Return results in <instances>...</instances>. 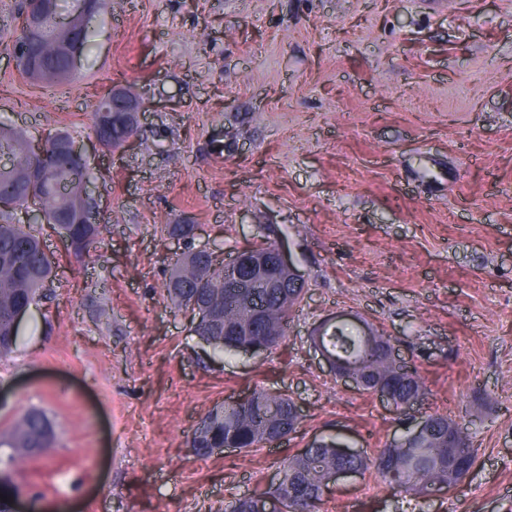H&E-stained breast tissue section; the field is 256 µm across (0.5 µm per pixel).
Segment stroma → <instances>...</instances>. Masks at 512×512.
I'll use <instances>...</instances> for the list:
<instances>
[{"label": "stroma", "instance_id": "obj_1", "mask_svg": "<svg viewBox=\"0 0 512 512\" xmlns=\"http://www.w3.org/2000/svg\"><path fill=\"white\" fill-rule=\"evenodd\" d=\"M87 35L55 86L0 53V121L68 132L112 213L80 265L42 235L52 288L0 359V433L47 415L56 492L23 460L0 473L9 512H224L313 441L375 457L406 427L314 353L340 312L392 337L427 388L410 415L459 423L477 462L427 498L346 477L320 512H512V0H104ZM116 82L146 112L105 156L88 114ZM168 224L226 256L275 238L308 283L286 349L227 357L192 332L163 288ZM259 388L301 407L297 432L194 456L201 418Z\"/></svg>", "mask_w": 512, "mask_h": 512}]
</instances>
